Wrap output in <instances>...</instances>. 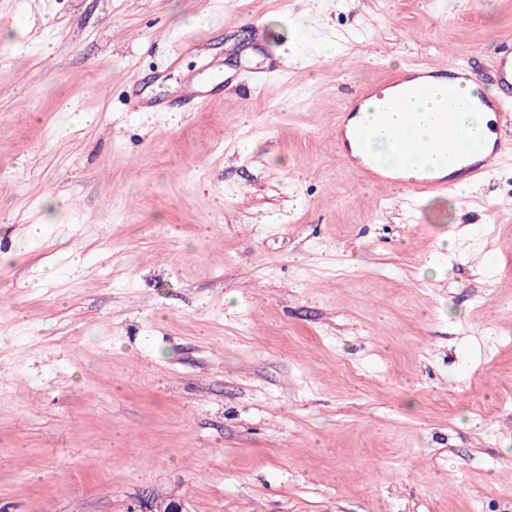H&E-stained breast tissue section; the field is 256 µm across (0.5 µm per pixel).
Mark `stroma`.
Instances as JSON below:
<instances>
[{"instance_id":"stroma-1","label":"stroma","mask_w":512,"mask_h":512,"mask_svg":"<svg viewBox=\"0 0 512 512\" xmlns=\"http://www.w3.org/2000/svg\"><path fill=\"white\" fill-rule=\"evenodd\" d=\"M510 41L512 0H0V512H512V152L378 201L330 133Z\"/></svg>"}]
</instances>
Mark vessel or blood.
I'll list each match as a JSON object with an SVG mask.
<instances>
[{"label":"vessel or blood","instance_id":"1","mask_svg":"<svg viewBox=\"0 0 512 512\" xmlns=\"http://www.w3.org/2000/svg\"><path fill=\"white\" fill-rule=\"evenodd\" d=\"M494 81L500 94L484 91L482 74L468 65L454 63L420 64L409 67L388 82L387 88L398 90L396 99L384 95L385 88L366 86L356 90L349 101L350 112L336 115V143L353 153L360 179L381 189L407 182L415 199L424 200L461 182H478L512 151V142L496 136L487 140L484 130L465 128L456 106L468 112L494 113L498 122L512 123V99L503 93L512 90V47H494ZM447 88L448 110L439 112L422 140L407 138L405 131L419 122L411 104L428 98L436 85ZM400 111L401 130L395 135L394 147L404 161L384 166L367 152L374 132L384 126L386 115Z\"/></svg>","mask_w":512,"mask_h":512}]
</instances>
